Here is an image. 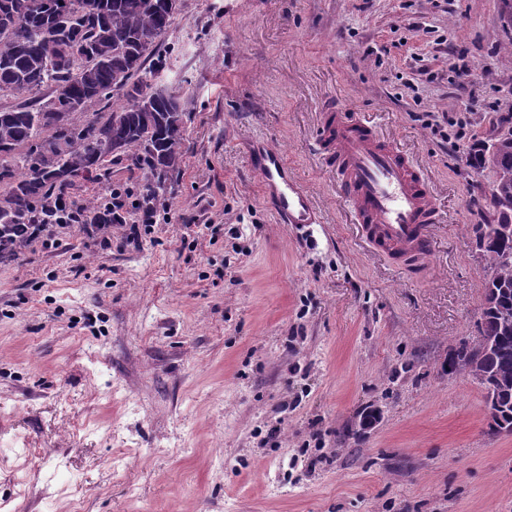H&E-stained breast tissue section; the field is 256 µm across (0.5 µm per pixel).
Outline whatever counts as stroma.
<instances>
[{"label": "stroma", "mask_w": 512, "mask_h": 512, "mask_svg": "<svg viewBox=\"0 0 512 512\" xmlns=\"http://www.w3.org/2000/svg\"><path fill=\"white\" fill-rule=\"evenodd\" d=\"M159 52L185 152L141 246L72 224L0 263V512H512V434L448 370L492 274L474 226L493 174L467 158L512 114L504 0H178ZM333 106L427 168L425 276L350 224L318 158ZM258 139L321 223H279ZM109 180L117 239L142 173L116 159Z\"/></svg>", "instance_id": "stroma-1"}]
</instances>
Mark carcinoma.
<instances>
[{
    "label": "carcinoma",
    "instance_id": "obj_1",
    "mask_svg": "<svg viewBox=\"0 0 512 512\" xmlns=\"http://www.w3.org/2000/svg\"><path fill=\"white\" fill-rule=\"evenodd\" d=\"M173 15L169 0H0V92L47 90L64 108L53 111L40 98L36 107L0 111V262L18 258L33 218L49 230L67 223L56 202L78 180H107L109 157L138 166L146 198L166 190L168 173L182 161L186 113L175 95L148 83L145 64ZM118 95L125 103L110 106ZM92 103L112 111L103 121L90 119ZM470 163L495 173L493 216L475 225L493 274L484 288L480 343H461L448 358L467 349L481 356L488 399L511 434L512 128L478 145ZM83 220L110 224L112 213L86 202Z\"/></svg>",
    "mask_w": 512,
    "mask_h": 512
}]
</instances>
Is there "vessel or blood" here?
<instances>
[{
	"label": "vessel or blood",
	"instance_id": "1",
	"mask_svg": "<svg viewBox=\"0 0 512 512\" xmlns=\"http://www.w3.org/2000/svg\"><path fill=\"white\" fill-rule=\"evenodd\" d=\"M320 156L337 184L352 223L372 249L398 270L422 274L441 223L436 191L422 166L369 120L329 108L319 115ZM265 197L284 224H316L319 211L283 153L263 145L252 157Z\"/></svg>",
	"mask_w": 512,
	"mask_h": 512
}]
</instances>
